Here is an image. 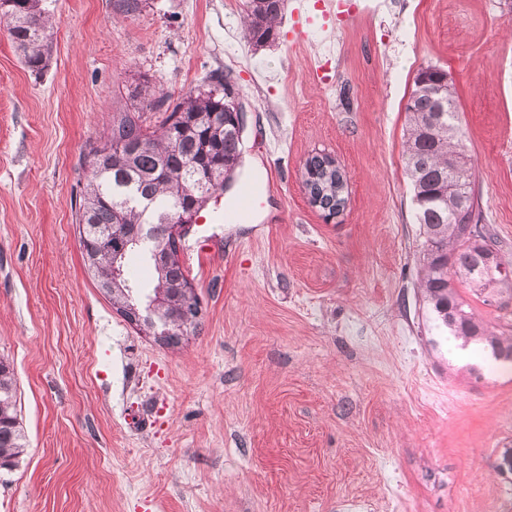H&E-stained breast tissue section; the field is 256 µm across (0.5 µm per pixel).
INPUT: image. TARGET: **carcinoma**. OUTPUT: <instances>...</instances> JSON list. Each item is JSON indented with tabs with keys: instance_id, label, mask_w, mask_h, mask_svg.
<instances>
[{
	"instance_id": "1",
	"label": "carcinoma",
	"mask_w": 512,
	"mask_h": 512,
	"mask_svg": "<svg viewBox=\"0 0 512 512\" xmlns=\"http://www.w3.org/2000/svg\"><path fill=\"white\" fill-rule=\"evenodd\" d=\"M43 0H0V18L7 20L12 43L21 53L24 66L32 72L48 67L54 26ZM284 0H248L245 37L255 48L275 39L276 23L282 17ZM454 86L448 73L436 66L420 69L406 104L410 123L405 142V167L416 199V219L426 236L427 273L423 288L438 318L457 339H485L495 359L512 362V337L484 336L459 289L468 288L489 302L512 292V263L499 261L492 267L479 266L469 244L472 229L496 245L493 228L482 223L479 194L474 173L464 177L468 197L459 204L445 197L448 156L467 150ZM150 110L168 115L157 130L143 125L137 112L123 111L112 117L107 132L88 144L85 157L105 154L108 165L84 166L89 180L84 187L76 223L88 235L106 234L103 240L123 274H112V265L91 271L99 288L112 289V300L126 317L154 308L160 322L179 311L187 302L189 278L178 261H161L166 245L167 225L178 221L179 213L192 203L206 204L207 198L193 200L195 174L210 169L216 176L211 190H224V172L238 167L243 142L231 123L230 101L224 99V79L212 77L207 84L185 92L176 102L155 97L143 89ZM308 192L320 197L319 209L340 213L346 203V174L327 154H315L305 163ZM127 224H150L153 236L134 246L127 245L123 228ZM138 252L152 267L154 279L137 284L127 258ZM26 444L17 413L13 369L0 360V470L11 471L24 455Z\"/></svg>"
}]
</instances>
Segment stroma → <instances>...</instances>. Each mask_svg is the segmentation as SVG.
<instances>
[{
	"label": "stroma",
	"mask_w": 512,
	"mask_h": 512,
	"mask_svg": "<svg viewBox=\"0 0 512 512\" xmlns=\"http://www.w3.org/2000/svg\"><path fill=\"white\" fill-rule=\"evenodd\" d=\"M48 67L0 27V358L27 448L0 512H512V367L465 358L420 288L404 169L418 71L457 91L484 223L512 262V0H351L292 40H246L245 0H49ZM327 64L328 79L315 69ZM230 75L247 112L236 180L273 179L249 224H197L181 262L197 332L165 346L83 266V154L135 88ZM349 182L326 220L305 161Z\"/></svg>",
	"instance_id": "obj_1"
}]
</instances>
